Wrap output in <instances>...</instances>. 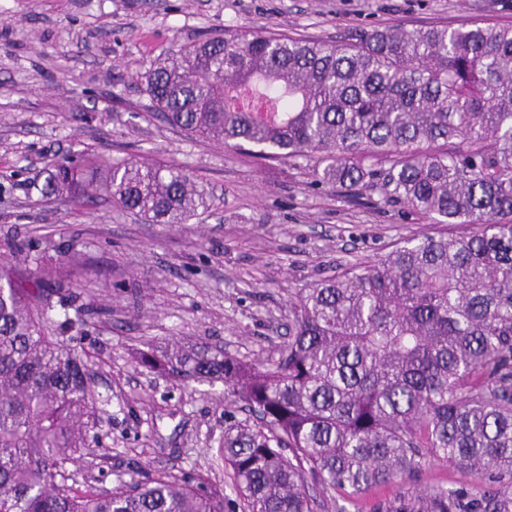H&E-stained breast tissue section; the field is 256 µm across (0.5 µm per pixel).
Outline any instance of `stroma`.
Masks as SVG:
<instances>
[{"mask_svg": "<svg viewBox=\"0 0 512 512\" xmlns=\"http://www.w3.org/2000/svg\"><path fill=\"white\" fill-rule=\"evenodd\" d=\"M512 24V0H0V245L29 267L82 262L63 273L105 413L104 452L70 471L77 486L116 489L165 472L242 512L230 469L216 460L227 425L222 384L189 385L141 371L137 350L178 338L241 359L279 355L288 301L300 288L436 232L378 193L352 198L315 183L304 158L268 159L169 125L145 77L171 51L227 30L338 40L392 25ZM133 158L187 169L204 206L188 223L147 224L108 196L93 215L44 196L62 158ZM480 474L425 462L413 485L353 495L328 491L320 512H386L409 488L474 490Z\"/></svg>", "mask_w": 512, "mask_h": 512, "instance_id": "1", "label": "stroma"}]
</instances>
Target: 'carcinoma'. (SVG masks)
Instances as JSON below:
<instances>
[{
    "mask_svg": "<svg viewBox=\"0 0 512 512\" xmlns=\"http://www.w3.org/2000/svg\"><path fill=\"white\" fill-rule=\"evenodd\" d=\"M146 91L174 126L271 159L314 161L315 181L380 189L444 231L395 245L299 290L280 356L247 362L179 340L139 366L220 382L256 419L220 456L243 512H315L336 487L410 480L426 459L487 476L419 490L387 512H512V25L392 27L336 42L228 32L171 54ZM147 224H185L189 173L87 156L47 170L43 194L90 214L99 186ZM0 251V512H224L160 475L110 494L67 484L95 455L103 409L83 354L44 311L73 304L59 273Z\"/></svg>",
    "mask_w": 512,
    "mask_h": 512,
    "instance_id": "cac0c4a2",
    "label": "carcinoma"
}]
</instances>
